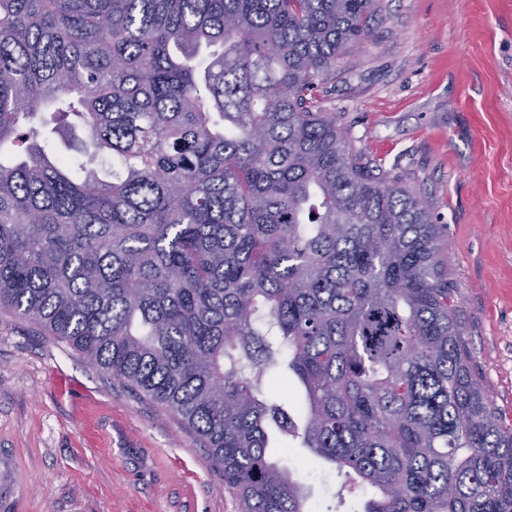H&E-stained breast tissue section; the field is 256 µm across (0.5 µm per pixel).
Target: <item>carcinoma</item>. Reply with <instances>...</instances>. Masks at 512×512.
Returning <instances> with one entry per match:
<instances>
[{
  "mask_svg": "<svg viewBox=\"0 0 512 512\" xmlns=\"http://www.w3.org/2000/svg\"><path fill=\"white\" fill-rule=\"evenodd\" d=\"M374 7L0 0V309L178 415L240 512H307L272 429L361 512H512L430 204L315 97Z\"/></svg>",
  "mask_w": 512,
  "mask_h": 512,
  "instance_id": "1",
  "label": "carcinoma"
}]
</instances>
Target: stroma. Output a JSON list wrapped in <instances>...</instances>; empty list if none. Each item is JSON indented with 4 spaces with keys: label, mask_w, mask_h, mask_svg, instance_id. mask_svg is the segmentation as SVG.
Segmentation results:
<instances>
[{
    "label": "stroma",
    "mask_w": 512,
    "mask_h": 512,
    "mask_svg": "<svg viewBox=\"0 0 512 512\" xmlns=\"http://www.w3.org/2000/svg\"><path fill=\"white\" fill-rule=\"evenodd\" d=\"M321 80L361 162L429 196L441 266L486 394L512 422V0H377ZM274 437L318 512L342 483ZM0 512H238L167 407L0 310Z\"/></svg>",
    "instance_id": "stroma-1"
}]
</instances>
